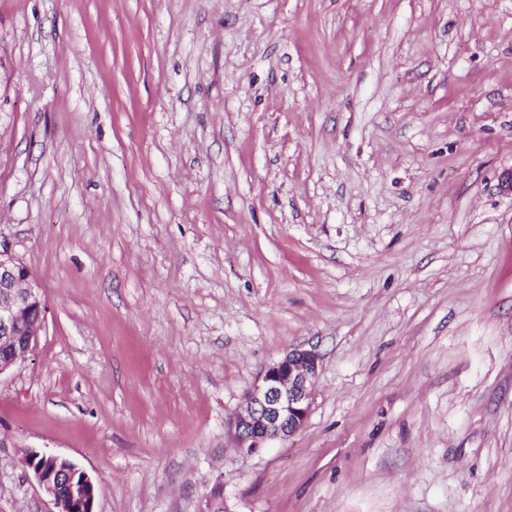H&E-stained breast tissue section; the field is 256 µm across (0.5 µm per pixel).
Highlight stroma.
I'll list each match as a JSON object with an SVG mask.
<instances>
[{"label":"stroma","mask_w":512,"mask_h":512,"mask_svg":"<svg viewBox=\"0 0 512 512\" xmlns=\"http://www.w3.org/2000/svg\"><path fill=\"white\" fill-rule=\"evenodd\" d=\"M512 0H0V512H512ZM305 427L226 433L289 349ZM0 250V375L35 345L46 313L42 288L22 263ZM25 461L40 490L57 508L53 512H95V484L70 459L27 449Z\"/></svg>","instance_id":"stroma-1"}]
</instances>
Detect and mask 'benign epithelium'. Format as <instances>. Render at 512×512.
I'll use <instances>...</instances> for the list:
<instances>
[{
	"instance_id": "benign-epithelium-1",
	"label": "benign epithelium",
	"mask_w": 512,
	"mask_h": 512,
	"mask_svg": "<svg viewBox=\"0 0 512 512\" xmlns=\"http://www.w3.org/2000/svg\"><path fill=\"white\" fill-rule=\"evenodd\" d=\"M45 313L42 288L28 267L0 250V375L33 350ZM318 369V354L304 349H292L265 367L245 393L244 413L228 425L237 447L254 454L265 442L302 430L311 413ZM25 461L57 512H94L95 484L70 459L29 449Z\"/></svg>"
}]
</instances>
